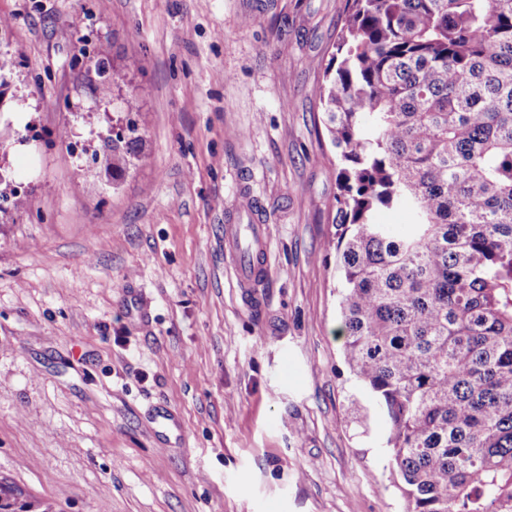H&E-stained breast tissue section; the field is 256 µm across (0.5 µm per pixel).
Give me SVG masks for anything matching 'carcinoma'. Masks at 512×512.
Returning a JSON list of instances; mask_svg holds the SVG:
<instances>
[{
  "instance_id": "cac0c4a2",
  "label": "carcinoma",
  "mask_w": 512,
  "mask_h": 512,
  "mask_svg": "<svg viewBox=\"0 0 512 512\" xmlns=\"http://www.w3.org/2000/svg\"><path fill=\"white\" fill-rule=\"evenodd\" d=\"M318 95L345 361L406 512H512V0H347ZM127 122L114 176L143 141ZM395 207L400 233L376 220ZM20 495L0 484V512Z\"/></svg>"
}]
</instances>
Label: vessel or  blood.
Instances as JSON below:
<instances>
[{"label": "vessel or blood", "mask_w": 512, "mask_h": 512, "mask_svg": "<svg viewBox=\"0 0 512 512\" xmlns=\"http://www.w3.org/2000/svg\"><path fill=\"white\" fill-rule=\"evenodd\" d=\"M224 249L234 263L237 286L243 292H250L268 277L267 227L250 201H243L225 224Z\"/></svg>", "instance_id": "b4317fda"}]
</instances>
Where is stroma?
<instances>
[{
  "label": "stroma",
  "mask_w": 512,
  "mask_h": 512,
  "mask_svg": "<svg viewBox=\"0 0 512 512\" xmlns=\"http://www.w3.org/2000/svg\"><path fill=\"white\" fill-rule=\"evenodd\" d=\"M347 0H0V480L51 512H404L339 333ZM82 15L72 29L73 15ZM122 70L107 99L97 62ZM135 96L120 177L92 156ZM68 141H60L59 131ZM250 197L249 294L224 222ZM224 249L234 263L238 288L248 293L269 275L266 224L247 198L224 224Z\"/></svg>",
  "instance_id": "35a3bbf8"
}]
</instances>
